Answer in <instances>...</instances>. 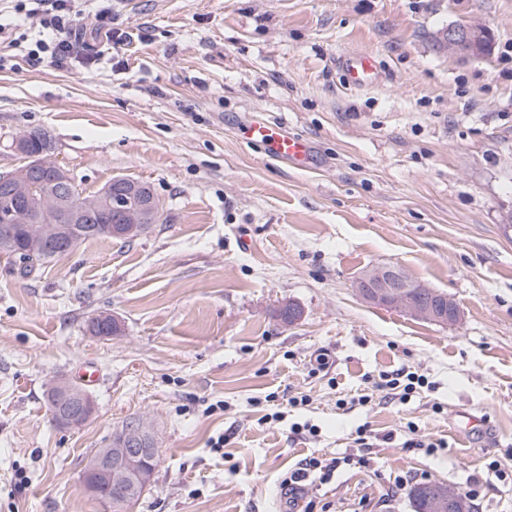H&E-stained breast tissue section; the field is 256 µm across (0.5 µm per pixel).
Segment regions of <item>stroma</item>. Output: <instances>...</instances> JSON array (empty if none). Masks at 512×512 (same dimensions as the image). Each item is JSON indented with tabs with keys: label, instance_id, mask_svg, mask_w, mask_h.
I'll return each mask as SVG.
<instances>
[{
	"label": "stroma",
	"instance_id": "stroma-1",
	"mask_svg": "<svg viewBox=\"0 0 512 512\" xmlns=\"http://www.w3.org/2000/svg\"><path fill=\"white\" fill-rule=\"evenodd\" d=\"M28 7L0 0V171L42 129L83 195L132 177L164 218L25 275L0 254V512H105L82 474L134 421L160 461L128 512H283V480L312 457L341 461L303 492L318 512H415L427 481L512 512L488 468L512 471V0H112L119 42L82 0L90 66L39 51ZM468 23L488 54L443 42ZM364 51L382 79L349 88L337 61ZM255 116L306 138L312 168L246 142ZM378 265L453 297L459 322L362 300ZM102 312L117 335L88 332ZM89 364L93 415L56 426L48 384ZM401 368L428 387L356 404ZM412 426L436 449L406 447Z\"/></svg>",
	"mask_w": 512,
	"mask_h": 512
}]
</instances>
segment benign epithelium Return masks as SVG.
Returning a JSON list of instances; mask_svg holds the SVG:
<instances>
[{"mask_svg":"<svg viewBox=\"0 0 512 512\" xmlns=\"http://www.w3.org/2000/svg\"><path fill=\"white\" fill-rule=\"evenodd\" d=\"M480 27L456 26L448 29V41L456 52L464 56L478 54ZM15 150L31 159V163L9 172H0V190L14 201V205L0 213V245H13L11 225L25 226L28 253L36 260L62 256L72 252L85 232L104 228L125 238H134L162 219L161 203L142 196L139 180L117 176L93 196H84L70 173L49 157V148L37 156L28 153L27 134L14 139ZM110 210L114 223L100 225L95 217ZM410 276L392 266H376L366 270L356 282L358 295L366 302L389 306L416 318L452 325L459 321L460 310L455 300L427 283H409ZM419 289L422 298L413 300L408 288ZM117 321L109 313H101L90 321L92 333L112 336ZM47 404L53 421L63 428L83 425L93 414L94 404L87 395L70 381H54L47 393ZM150 434L139 422L128 424L118 434V443L98 448L90 456L82 478L86 491L94 498L113 503L116 512H125V506L139 491L152 482L154 472L144 466L145 459L154 450ZM114 486L127 488V496L112 501L107 491ZM429 512H467L462 495L447 486L430 482Z\"/></svg>","mask_w":512,"mask_h":512,"instance_id":"benign-epithelium-1","label":"benign epithelium"}]
</instances>
